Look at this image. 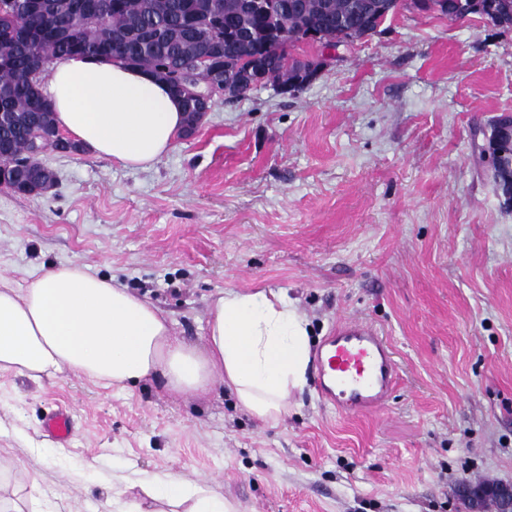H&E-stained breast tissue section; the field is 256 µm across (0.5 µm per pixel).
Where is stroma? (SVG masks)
Masks as SVG:
<instances>
[{"label":"stroma","mask_w":512,"mask_h":512,"mask_svg":"<svg viewBox=\"0 0 512 512\" xmlns=\"http://www.w3.org/2000/svg\"><path fill=\"white\" fill-rule=\"evenodd\" d=\"M512 116V29L401 13L313 81L218 100L151 169L44 152L50 190L0 188V277L62 264L147 298L203 345L227 290L288 296L311 344L356 316L390 346L386 406L348 417L307 377L264 424L233 391L171 394L0 370V482L48 512L141 498L137 478L206 483L238 512H467L460 483H512V199L489 121ZM69 408L75 436L44 431Z\"/></svg>","instance_id":"35a3bbf8"}]
</instances>
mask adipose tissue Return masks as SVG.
I'll use <instances>...</instances> for the list:
<instances>
[{"label": "adipose tissue", "mask_w": 512, "mask_h": 512, "mask_svg": "<svg viewBox=\"0 0 512 512\" xmlns=\"http://www.w3.org/2000/svg\"><path fill=\"white\" fill-rule=\"evenodd\" d=\"M56 125L95 155L148 169L184 128L181 101L152 73L109 58L56 60L43 87ZM307 319L285 295L229 290L207 309L203 346L174 338L169 320L111 278L60 265L16 288L0 279V369L33 378L69 372L115 385L162 378L176 395L214 380L263 421H277L310 360ZM154 512H236L208 486L174 474L139 480Z\"/></svg>", "instance_id": "1"}]
</instances>
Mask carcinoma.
<instances>
[{
	"mask_svg": "<svg viewBox=\"0 0 512 512\" xmlns=\"http://www.w3.org/2000/svg\"><path fill=\"white\" fill-rule=\"evenodd\" d=\"M44 4L59 19L71 17L72 0H44ZM394 13L396 6L389 0H300V8L286 16L252 12L246 0H110L105 15L76 25L89 33V41L79 47L66 38L23 37L30 21L14 13L10 0H0V52L9 53L0 64V112L11 113L9 124L0 127V140L14 157L39 163L30 155L29 117L49 112L51 106L39 84L28 78L37 58L46 77L55 60L86 55L130 60L167 83L163 66L190 64L209 45L214 65L224 69V82L237 99L256 88L239 78L242 59L260 57L271 74L270 84L289 88L302 79L308 66L288 54L304 34L317 30L329 42L344 32L353 42ZM282 29L288 32V43L278 52L273 31ZM504 127L512 130L511 116L500 117L493 126L490 158L500 179L512 172V137L501 136Z\"/></svg>",
	"mask_w": 512,
	"mask_h": 512,
	"instance_id": "cac0c4a2",
	"label": "carcinoma"
}]
</instances>
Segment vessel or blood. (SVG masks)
I'll return each mask as SVG.
<instances>
[{
	"instance_id": "obj_1",
	"label": "vessel or blood",
	"mask_w": 512,
	"mask_h": 512,
	"mask_svg": "<svg viewBox=\"0 0 512 512\" xmlns=\"http://www.w3.org/2000/svg\"><path fill=\"white\" fill-rule=\"evenodd\" d=\"M314 373L321 399L342 414L382 409L398 376L388 344L362 320L343 323L327 337L315 353ZM44 428L54 441L68 443L75 431L71 412L53 411Z\"/></svg>"
}]
</instances>
